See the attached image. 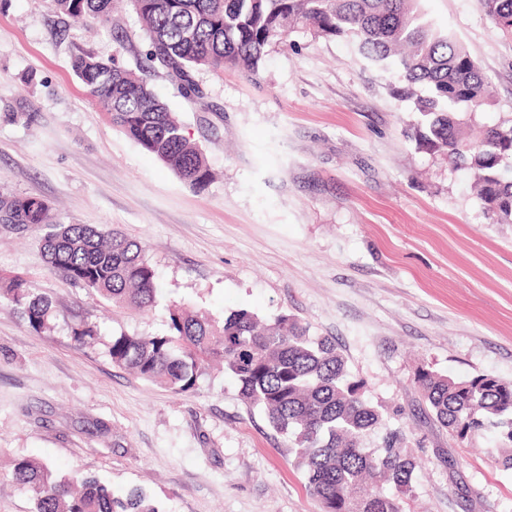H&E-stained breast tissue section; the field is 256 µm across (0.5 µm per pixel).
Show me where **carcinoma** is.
<instances>
[{"instance_id": "cac0c4a2", "label": "carcinoma", "mask_w": 512, "mask_h": 512, "mask_svg": "<svg viewBox=\"0 0 512 512\" xmlns=\"http://www.w3.org/2000/svg\"><path fill=\"white\" fill-rule=\"evenodd\" d=\"M479 3L512 38V0ZM50 6L70 18L111 21L112 0H50ZM133 9L148 33L141 69L91 53L74 56L71 68L112 125L194 192H204L213 173L147 73L161 69L179 81L186 99H201L198 70L232 66L251 73L273 41L310 29L348 37L373 68L399 71L401 96L414 100L421 117L420 143L452 168L471 170L487 218L512 224V123L485 127L475 142L464 137L465 117L489 105L491 84L464 45L426 17L421 0H138ZM418 85L429 95H416ZM0 224L41 230L47 263L66 281L114 305L140 311L154 305L157 273L141 243L106 225L64 224L50 202L22 194H0ZM0 297L35 332L48 328L52 300L26 279L12 278ZM95 336V326L86 322L72 328L78 346ZM108 353L114 365L177 393L196 389L207 361L221 362L243 400L264 409L273 430L287 438L321 512H405L416 468L412 449L365 397L364 382L351 378L336 342L311 336L295 317L280 314L261 325L254 313L239 309L219 323L175 309L167 333H122L112 337ZM416 383L435 420L460 438L487 422L499 425L498 462L512 469V381L491 375L456 380L426 369ZM382 429L381 446L366 447L365 438ZM12 479L33 494V512H159L140 487L116 498L94 476L77 472L58 479L32 459L16 463Z\"/></svg>"}]
</instances>
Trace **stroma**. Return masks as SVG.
<instances>
[{
  "mask_svg": "<svg viewBox=\"0 0 512 512\" xmlns=\"http://www.w3.org/2000/svg\"><path fill=\"white\" fill-rule=\"evenodd\" d=\"M423 5L491 81L476 125L512 120V39L478 0ZM114 15L120 41L49 0H0V190L121 230L159 275L152 308H116L50 271L37 229L0 224V278L24 276L53 301L41 333L0 301V512H33L12 479L22 459L94 474L118 498L143 488L160 512H320L287 442L221 366L178 394L113 365V336L163 333L176 305L218 320L285 313L333 338L414 450L406 512H512L498 429L459 438L415 383L422 369L512 381V224L489 223L472 175L415 139L399 73L304 30L253 73L197 71V101L156 72L153 90L213 172L197 193L112 127L71 69L81 51L137 69L146 32L128 0ZM82 320L98 332L87 347L71 340Z\"/></svg>",
  "mask_w": 512,
  "mask_h": 512,
  "instance_id": "stroma-1",
  "label": "stroma"
}]
</instances>
